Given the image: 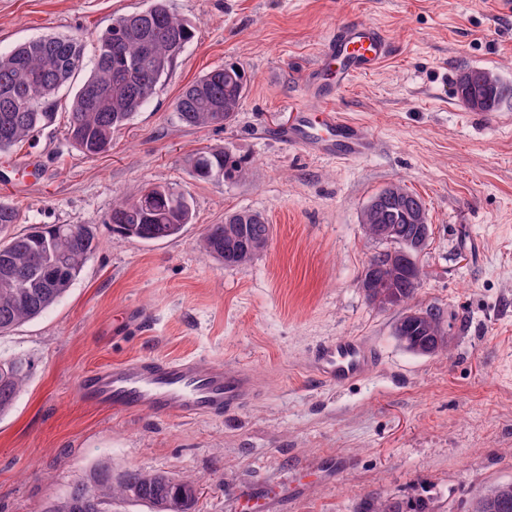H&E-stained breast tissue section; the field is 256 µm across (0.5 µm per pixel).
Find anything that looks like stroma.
I'll return each mask as SVG.
<instances>
[{
  "label": "stroma",
  "instance_id": "35a3bbf8",
  "mask_svg": "<svg viewBox=\"0 0 512 512\" xmlns=\"http://www.w3.org/2000/svg\"><path fill=\"white\" fill-rule=\"evenodd\" d=\"M148 0H0V52L46 34L92 42ZM194 38L157 95L89 157L67 140L71 94L36 145L0 154V201L21 225L86 224L97 254L41 317L0 336V357L35 363L0 416V512H43L91 469L165 472L192 480L200 512H240L242 494L281 490L274 512H360L369 497L432 512H467L488 485L512 481V103L473 112L453 93L462 69L512 84V0H172ZM355 21L386 28L389 57L332 106L378 150L352 164L280 139L328 32ZM242 68L248 90L224 128L179 123L174 102L205 71ZM229 149L243 178L196 179L189 160ZM399 183L423 201L432 235L415 303L444 312L446 349L407 351L400 309L359 286L377 245L360 213ZM155 185L193 201L173 240L113 233L115 199ZM261 213L267 249L244 267L205 254L207 225ZM358 338L375 352L347 385L319 380L316 349ZM202 358L244 367L253 396L192 419L113 413L81 382L103 367Z\"/></svg>",
  "mask_w": 512,
  "mask_h": 512
}]
</instances>
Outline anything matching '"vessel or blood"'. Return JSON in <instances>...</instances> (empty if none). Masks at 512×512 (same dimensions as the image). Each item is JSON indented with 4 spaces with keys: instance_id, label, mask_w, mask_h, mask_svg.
Returning <instances> with one entry per match:
<instances>
[{
    "instance_id": "b4317fda",
    "label": "vessel or blood",
    "mask_w": 512,
    "mask_h": 512,
    "mask_svg": "<svg viewBox=\"0 0 512 512\" xmlns=\"http://www.w3.org/2000/svg\"><path fill=\"white\" fill-rule=\"evenodd\" d=\"M390 53V38L380 26L349 22L330 31L308 83L310 94L325 105L296 107L285 133L290 143L345 162L375 152L376 142L367 130L342 117L331 102L352 80L374 72ZM374 364L368 344L349 338L320 346L312 370L323 381L343 385L362 378ZM82 389L93 402L116 410L199 417L240 406L252 397L253 381L244 370L207 359L136 361L86 375Z\"/></svg>"
}]
</instances>
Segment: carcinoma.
<instances>
[{"mask_svg": "<svg viewBox=\"0 0 512 512\" xmlns=\"http://www.w3.org/2000/svg\"><path fill=\"white\" fill-rule=\"evenodd\" d=\"M194 37L192 26L178 17L171 0H150L141 10L112 21L95 39L93 70L70 98L67 138L88 155L107 151L112 134L126 125L154 96L173 70L179 55ZM84 40L78 36L47 34L0 53V152L34 140L54 125L59 90L84 70ZM247 90L245 73L234 66L214 68L178 96L174 111L195 128L222 127L236 116ZM485 112H497L512 101V86L490 84L483 89ZM195 176L215 179L217 170L236 179L239 159L227 151H202L191 159ZM379 202L364 228L379 244L367 299L381 309L386 304L412 310L420 287L419 271L404 264L400 250L417 238L414 215L422 210L418 195L401 185ZM190 198L172 186H153L147 195L113 203L106 223L135 240L150 242L179 237L192 223ZM19 223V213L0 202V233ZM271 225L250 210L224 216V223L208 225L202 239L205 253L227 267L246 266L267 248ZM99 249L95 229L82 225L35 224L0 241V335L35 319L52 308L79 277ZM421 316L394 328L408 351L431 355L448 343L441 335L443 312L419 309ZM31 362L21 356L0 360V415L17 398ZM147 505L151 512H196L193 483L160 472L123 471L101 464L73 484L62 499L52 500L44 512H106L114 495ZM363 512H432L424 501L409 510L396 502L370 500ZM468 512H512V486L493 483L471 502Z\"/></svg>", "mask_w": 512, "mask_h": 512, "instance_id": "obj_1", "label": "carcinoma"}]
</instances>
